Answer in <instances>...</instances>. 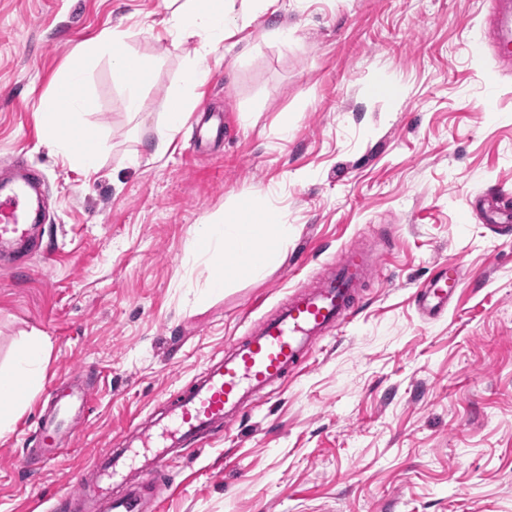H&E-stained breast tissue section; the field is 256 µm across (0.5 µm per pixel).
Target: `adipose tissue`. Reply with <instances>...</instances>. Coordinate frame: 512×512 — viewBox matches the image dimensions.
<instances>
[{
    "instance_id": "1",
    "label": "adipose tissue",
    "mask_w": 512,
    "mask_h": 512,
    "mask_svg": "<svg viewBox=\"0 0 512 512\" xmlns=\"http://www.w3.org/2000/svg\"><path fill=\"white\" fill-rule=\"evenodd\" d=\"M249 26L247 18L232 16L226 0H182L171 13L164 26L163 37L172 45L202 39L209 50H217L224 42L234 39ZM127 31L113 28L102 31L90 45L81 46V53L97 50L110 56L112 71L127 91L126 105L133 114H141L142 101L138 89L144 81L139 71L130 70L131 55L126 48ZM204 79V70L193 64L183 73L180 91L172 94L176 111L165 114L164 124L157 132V140L145 158L160 161L166 154L185 117L194 106L195 89ZM81 77L71 71L61 76L51 93L40 106L42 116L41 138L69 164L85 173L98 168L99 135L90 128L83 114L80 95ZM140 154L129 158L140 165ZM239 211L255 215V223L248 224L238 218L239 212L225 214L216 223L198 225L194 237L197 252L210 255L212 266L224 269L223 276H210L211 290L224 288L230 279L254 278L275 265L283 243L288 238V227L279 214L273 213L265 203L263 193L257 192L242 199ZM49 356V347L42 339L23 343L17 350L8 372L0 373V433H6L12 415L24 409L31 401L41 378L43 364Z\"/></svg>"
}]
</instances>
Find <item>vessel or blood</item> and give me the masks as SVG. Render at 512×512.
<instances>
[{
	"label": "vessel or blood",
	"mask_w": 512,
	"mask_h": 512,
	"mask_svg": "<svg viewBox=\"0 0 512 512\" xmlns=\"http://www.w3.org/2000/svg\"><path fill=\"white\" fill-rule=\"evenodd\" d=\"M496 38V58L512 61V0H486ZM43 176L22 164L14 180L0 184V244L25 243L40 214L33 198ZM474 208L497 236L512 237V206L500 199H476ZM380 256L365 244L346 246L310 283L295 287L272 312L263 316L224 353L213 356L149 422L132 424L107 448L74 470V491L61 494L48 512H160L167 486L163 476L174 459L199 448L212 435L229 429L247 408L288 380L303 365L319 339L340 333L353 318L360 290ZM462 282L459 265L442 264L418 285L415 302L425 321L440 317ZM39 418L36 442L22 467H41L57 457L61 433L73 411L89 408L87 387L50 384Z\"/></svg>",
	"instance_id": "obj_1"
}]
</instances>
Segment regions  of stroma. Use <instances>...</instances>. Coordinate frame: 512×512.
Wrapping results in <instances>:
<instances>
[{
  "mask_svg": "<svg viewBox=\"0 0 512 512\" xmlns=\"http://www.w3.org/2000/svg\"><path fill=\"white\" fill-rule=\"evenodd\" d=\"M253 7L247 45L204 53L158 41L164 0H0V166L24 157L51 199V252L0 266V371L20 343L50 345L43 383L79 374L94 402L49 467L18 464L38 404L0 436V512L71 491L67 477L204 370L346 245L389 252L342 335L242 420L169 469L162 512H512V240L470 198L512 193V71L476 53L482 0H287ZM288 27L281 41L273 32ZM152 71L141 118L100 54L102 29ZM202 61L199 106L223 112L216 151L185 121L158 163L147 151L167 97ZM83 77L85 119L106 148L96 174L50 154L40 103ZM291 134L277 136L281 126ZM266 194L288 226L278 264L214 293L197 224ZM461 266L446 315L412 293Z\"/></svg>",
  "mask_w": 512,
  "mask_h": 512,
  "instance_id": "stroma-1",
  "label": "stroma"
}]
</instances>
